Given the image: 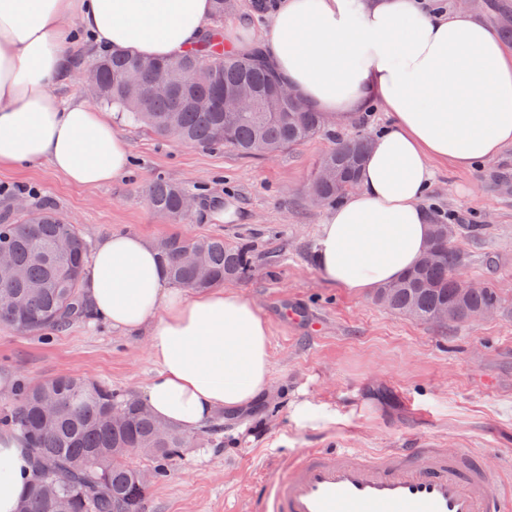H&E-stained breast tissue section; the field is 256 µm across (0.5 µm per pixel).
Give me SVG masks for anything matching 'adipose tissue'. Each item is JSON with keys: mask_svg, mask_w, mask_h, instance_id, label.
I'll use <instances>...</instances> for the list:
<instances>
[{"mask_svg": "<svg viewBox=\"0 0 512 512\" xmlns=\"http://www.w3.org/2000/svg\"><path fill=\"white\" fill-rule=\"evenodd\" d=\"M211 0H0V166L49 161L69 183L124 176L131 145L110 114L61 101L81 37L115 52L173 58L211 32ZM237 53L261 51L286 86L332 121L380 106L357 185L327 208L317 241L324 277L362 294L425 255V199L435 166L470 170L512 147V53L465 8L427 0H277L263 29L235 19ZM84 294L127 334L147 331L156 372L142 399L192 432L218 409H242L271 380L269 327L238 291L167 282L143 237L97 245ZM35 473L24 440L0 428V512H17Z\"/></svg>", "mask_w": 512, "mask_h": 512, "instance_id": "ef3b65f1", "label": "adipose tissue"}]
</instances>
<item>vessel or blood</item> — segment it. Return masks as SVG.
I'll return each mask as SVG.
<instances>
[{"mask_svg": "<svg viewBox=\"0 0 512 512\" xmlns=\"http://www.w3.org/2000/svg\"><path fill=\"white\" fill-rule=\"evenodd\" d=\"M253 512H512L478 455L432 442L369 458L354 448H308L282 458Z\"/></svg>", "mask_w": 512, "mask_h": 512, "instance_id": "b4317fda", "label": "vessel or blood"}]
</instances>
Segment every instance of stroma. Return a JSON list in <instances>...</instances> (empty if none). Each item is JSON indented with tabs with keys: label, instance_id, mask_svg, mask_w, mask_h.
I'll use <instances>...</instances> for the list:
<instances>
[{
	"label": "stroma",
	"instance_id": "obj_1",
	"mask_svg": "<svg viewBox=\"0 0 512 512\" xmlns=\"http://www.w3.org/2000/svg\"><path fill=\"white\" fill-rule=\"evenodd\" d=\"M387 121L377 106L272 158L187 145L124 121L130 171L95 189L69 183L45 160L0 167V217L15 214L24 185L28 204L51 199L92 247L111 233L152 243L184 233L252 249L253 274L233 288L268 322L270 387L249 410L216 411L193 432L166 476L149 485L145 512H246L255 486L275 478V457L329 446L373 455L420 439L486 455L512 490V470H499L489 455L512 449V148L471 171L436 164L426 198L449 223L478 226L479 236L456 240L467 258L460 273L497 287L496 315L455 327L416 321L330 284L315 262L325 210L310 204L308 186L321 158L336 140L372 135ZM157 179L198 196L187 222L149 207L145 189ZM219 199L236 220L215 219ZM155 371L146 334L129 336L102 320L35 334L0 323V376L16 385L73 375L135 395ZM300 402L335 413V421L297 426L291 409Z\"/></svg>",
	"mask_w": 512,
	"mask_h": 512
}]
</instances>
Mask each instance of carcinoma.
Returning a JSON list of instances; mask_svg holds the SVG:
<instances>
[{"mask_svg":"<svg viewBox=\"0 0 512 512\" xmlns=\"http://www.w3.org/2000/svg\"><path fill=\"white\" fill-rule=\"evenodd\" d=\"M138 56L107 52L88 78L94 100L148 125L160 136L212 149L231 146L243 155L274 156L323 134L328 119L300 99L281 101L280 80L257 57H243L214 44L210 36L195 49L155 61L141 84L131 86L125 73ZM370 139L356 135L336 143L321 160L335 178L317 175L309 194L336 202L354 181ZM187 191L157 179L147 189L156 212L175 221L189 219ZM432 242L442 252L428 258L376 292L377 301L401 315L438 324L460 325L485 310L500 309L502 298L490 284L469 287L457 276L464 263L442 221L432 223ZM10 249L11 267L0 272V322L24 332L63 328L89 317L81 294L88 244L76 225L65 222L46 200L9 224H0V247ZM169 282L204 289L253 273L244 243L221 237L170 234L157 243ZM446 308L454 316L444 320ZM15 406L5 419L27 441L37 461V480L25 499L28 512H144L148 485L141 469L112 465L113 454L131 450L150 462L154 478L167 473L189 438L174 427L159 433V421L133 397L74 376H58L16 389ZM123 413L112 423V410Z\"/></svg>","mask_w":512,"mask_h":512,"instance_id":"obj_1","label":"carcinoma"}]
</instances>
